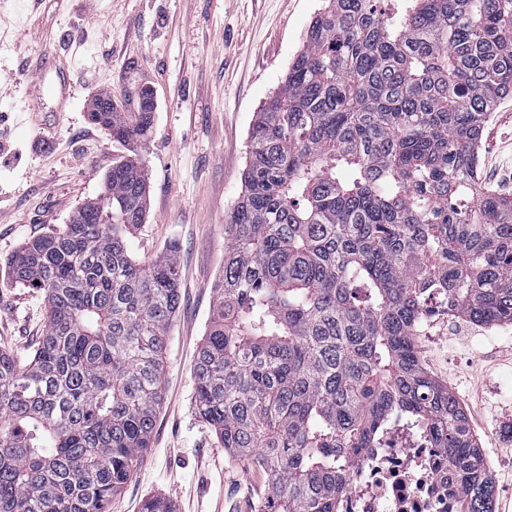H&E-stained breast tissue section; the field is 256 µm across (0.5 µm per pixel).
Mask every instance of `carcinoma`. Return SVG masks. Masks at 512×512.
<instances>
[{"mask_svg": "<svg viewBox=\"0 0 512 512\" xmlns=\"http://www.w3.org/2000/svg\"><path fill=\"white\" fill-rule=\"evenodd\" d=\"M512 93V0H328L256 112L242 195L194 371L224 451L267 478L258 512H336L346 468L388 421L448 458L456 512H495L482 449L415 342L444 312L512 324V199L478 183L490 112ZM91 119L128 145L154 112ZM134 155L68 224L4 262L48 304L22 361L0 349V512H109L151 448L176 246L129 239L147 214Z\"/></svg>", "mask_w": 512, "mask_h": 512, "instance_id": "cac0c4a2", "label": "carcinoma"}]
</instances>
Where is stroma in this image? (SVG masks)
Listing matches in <instances>:
<instances>
[{"mask_svg": "<svg viewBox=\"0 0 512 512\" xmlns=\"http://www.w3.org/2000/svg\"><path fill=\"white\" fill-rule=\"evenodd\" d=\"M326 0H0V259L67 224L97 198L113 164L139 154L150 172L148 211L130 239L141 258L177 245L180 305L168 329L163 401L152 446L112 500L138 512L158 495L174 512H212L218 498L258 500L263 472L235 460L195 414L194 366L224 265L229 221L242 191L249 132L302 49ZM46 58L45 92L23 64ZM65 64L69 85L53 90ZM155 102L152 135L131 149L93 124L92 98L107 91L128 112L141 90ZM481 182L512 197V96L483 132ZM46 300L0 272V348H36ZM424 366L463 405L492 473L495 512H512V325L485 327L443 315L418 337Z\"/></svg>", "mask_w": 512, "mask_h": 512, "instance_id": "35a3bbf8", "label": "stroma"}]
</instances>
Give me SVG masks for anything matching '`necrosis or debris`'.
Masks as SVG:
<instances>
[{"instance_id":"obj_1","label":"necrosis or debris","mask_w":512,"mask_h":512,"mask_svg":"<svg viewBox=\"0 0 512 512\" xmlns=\"http://www.w3.org/2000/svg\"><path fill=\"white\" fill-rule=\"evenodd\" d=\"M338 512H454L455 480L445 456L415 430L390 423L379 448L364 449L347 471Z\"/></svg>"}]
</instances>
